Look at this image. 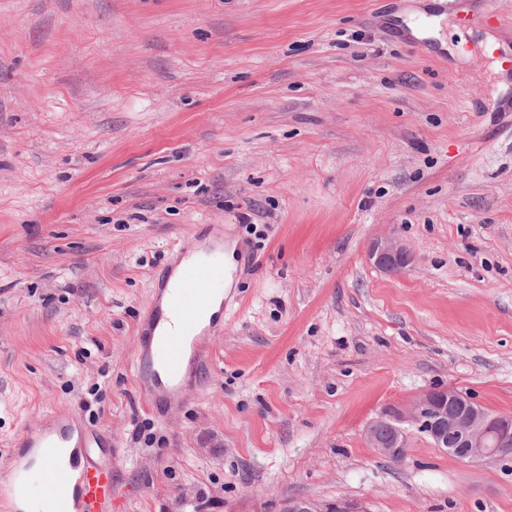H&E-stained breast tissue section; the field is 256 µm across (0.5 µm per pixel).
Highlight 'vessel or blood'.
Listing matches in <instances>:
<instances>
[{
	"mask_svg": "<svg viewBox=\"0 0 512 512\" xmlns=\"http://www.w3.org/2000/svg\"><path fill=\"white\" fill-rule=\"evenodd\" d=\"M449 13L455 14L464 23H480L497 27L501 31L512 30V15L492 7L489 0H481L478 10H462L458 0H448ZM224 278V267L220 260L212 259L194 265L181 279L180 290L170 303V328L163 334L139 327L138 335L151 338L153 353L160 366V373L151 374L140 387L149 398L172 397L179 394L186 375V356L202 361L207 354L208 338L199 332L211 296ZM75 441L87 461L75 484L63 483L60 468L55 461H47L41 467L39 480L42 488L55 492L60 502L59 512H112V469L109 465L93 459L92 454L99 445V433L83 424L78 412L67 411L56 414L36 431L26 434L23 443L29 449H53L60 443ZM16 482L10 512H24L23 505L28 496L27 468L15 465Z\"/></svg>",
	"mask_w": 512,
	"mask_h": 512,
	"instance_id": "obj_1",
	"label": "vessel or blood"
}]
</instances>
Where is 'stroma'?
<instances>
[{"mask_svg":"<svg viewBox=\"0 0 512 512\" xmlns=\"http://www.w3.org/2000/svg\"><path fill=\"white\" fill-rule=\"evenodd\" d=\"M447 2L0 0V477L74 409L123 512H512V458L363 436L440 386L512 415V37ZM224 234L222 330L148 410L136 328ZM366 257L374 266L395 275L405 270L412 261L410 248L394 234L373 239L367 247ZM284 512H368L359 500L339 498L330 502L296 498L288 501Z\"/></svg>","mask_w":512,"mask_h":512,"instance_id":"stroma-1","label":"stroma"}]
</instances>
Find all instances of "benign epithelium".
Returning <instances> with one entry per match:
<instances>
[{
    "label": "benign epithelium",
    "instance_id": "7a95c632",
    "mask_svg": "<svg viewBox=\"0 0 512 512\" xmlns=\"http://www.w3.org/2000/svg\"><path fill=\"white\" fill-rule=\"evenodd\" d=\"M366 257L374 266L395 275L412 261L410 248L394 234L373 239ZM403 420L426 434L435 447L462 460L502 459L512 446V417L494 414L454 388H433L407 411L394 416L384 414L367 425L366 441L394 462L402 461L408 448L409 433L399 425ZM381 424L389 429L388 436L382 440L376 436ZM284 512H368V509L363 502L346 498L330 502L296 498L288 501Z\"/></svg>",
    "mask_w": 512,
    "mask_h": 512
}]
</instances>
